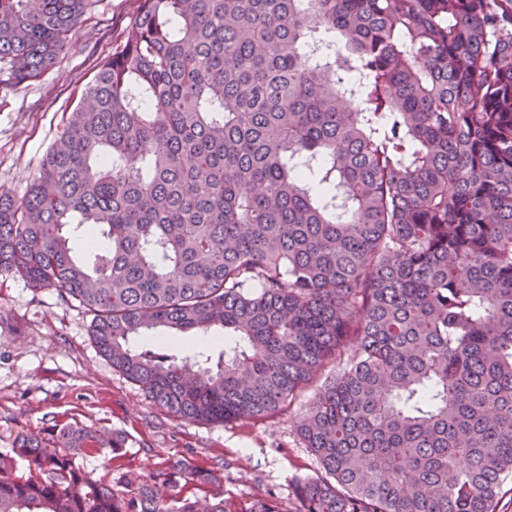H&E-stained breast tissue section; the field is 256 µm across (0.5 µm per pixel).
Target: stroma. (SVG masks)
<instances>
[{"label":"stroma","instance_id":"obj_1","mask_svg":"<svg viewBox=\"0 0 512 512\" xmlns=\"http://www.w3.org/2000/svg\"><path fill=\"white\" fill-rule=\"evenodd\" d=\"M135 8V0H90L48 71L15 87L0 86V193L26 194L97 63L130 30ZM91 320L57 289L37 291L21 278L0 275L1 451L18 434L54 424L104 425L126 436V452L117 459L107 450L81 458L93 478L110 480L118 465L148 473L175 460L220 464L226 501L270 499L279 512H294L296 478L321 474L297 434L313 389L263 419L178 420L112 368L90 335Z\"/></svg>","mask_w":512,"mask_h":512}]
</instances>
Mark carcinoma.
Wrapping results in <instances>:
<instances>
[{
	"label": "carcinoma",
	"instance_id": "obj_1",
	"mask_svg": "<svg viewBox=\"0 0 512 512\" xmlns=\"http://www.w3.org/2000/svg\"><path fill=\"white\" fill-rule=\"evenodd\" d=\"M88 0H0V84L49 69ZM22 200L0 274L57 288L178 420L275 415L295 512H494L512 474V0H136ZM87 235L73 254L69 239ZM160 329L224 348L181 350ZM357 338L348 352L344 337ZM105 427L0 453V512H279L216 467L94 479Z\"/></svg>",
	"mask_w": 512,
	"mask_h": 512
}]
</instances>
